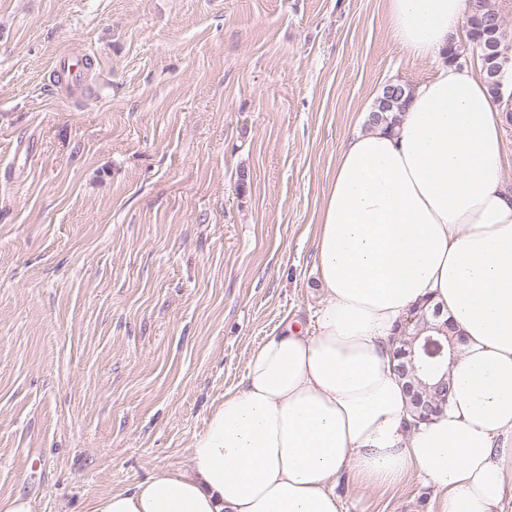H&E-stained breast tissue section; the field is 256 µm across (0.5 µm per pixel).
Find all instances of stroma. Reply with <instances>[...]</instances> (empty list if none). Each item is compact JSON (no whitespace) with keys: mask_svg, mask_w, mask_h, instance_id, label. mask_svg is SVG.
<instances>
[{"mask_svg":"<svg viewBox=\"0 0 512 512\" xmlns=\"http://www.w3.org/2000/svg\"><path fill=\"white\" fill-rule=\"evenodd\" d=\"M433 73L382 0H0V499L88 512L186 468L249 353L316 331L355 120ZM338 490L436 508L412 478Z\"/></svg>","mask_w":512,"mask_h":512,"instance_id":"obj_1","label":"stroma"}]
</instances>
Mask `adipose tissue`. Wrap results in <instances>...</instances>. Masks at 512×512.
I'll return each instance as SVG.
<instances>
[{
  "label": "adipose tissue",
  "mask_w": 512,
  "mask_h": 512,
  "mask_svg": "<svg viewBox=\"0 0 512 512\" xmlns=\"http://www.w3.org/2000/svg\"><path fill=\"white\" fill-rule=\"evenodd\" d=\"M393 40L436 59L467 0H384ZM483 73L441 65L395 134L355 129L316 236L317 331L267 336L215 407L188 468L98 496L89 512H345L340 477L387 489L416 475L437 512H493L512 485V192ZM465 343L452 395L410 425L389 338L422 301Z\"/></svg>",
  "instance_id": "ef3b65f1"
}]
</instances>
